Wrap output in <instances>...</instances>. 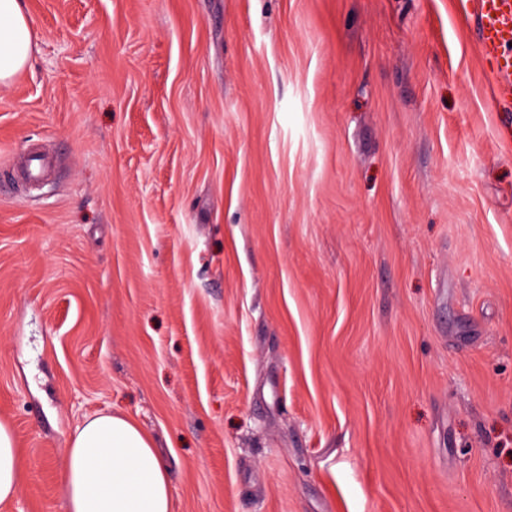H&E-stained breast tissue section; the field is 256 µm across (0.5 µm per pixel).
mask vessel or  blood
I'll list each match as a JSON object with an SVG mask.
<instances>
[{"instance_id":"vessel-or-blood-1","label":"vessel or blood","mask_w":512,"mask_h":512,"mask_svg":"<svg viewBox=\"0 0 512 512\" xmlns=\"http://www.w3.org/2000/svg\"><path fill=\"white\" fill-rule=\"evenodd\" d=\"M477 47L491 69L494 99H512V0H471Z\"/></svg>"}]
</instances>
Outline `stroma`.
<instances>
[{
	"label": "stroma",
	"mask_w": 512,
	"mask_h": 512,
	"mask_svg": "<svg viewBox=\"0 0 512 512\" xmlns=\"http://www.w3.org/2000/svg\"><path fill=\"white\" fill-rule=\"evenodd\" d=\"M469 2L25 0L0 512H64L102 412L174 512H512V103ZM21 487V470L12 429L0 422V504L13 501Z\"/></svg>",
	"instance_id": "obj_1"
}]
</instances>
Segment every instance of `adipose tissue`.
<instances>
[{"instance_id": "1", "label": "adipose tissue", "mask_w": 512, "mask_h": 512, "mask_svg": "<svg viewBox=\"0 0 512 512\" xmlns=\"http://www.w3.org/2000/svg\"><path fill=\"white\" fill-rule=\"evenodd\" d=\"M31 23L23 0H0V84L32 59ZM65 512H174L165 460L131 419L100 413L77 424L67 439ZM21 470L12 429L0 422V504L13 501Z\"/></svg>"}]
</instances>
